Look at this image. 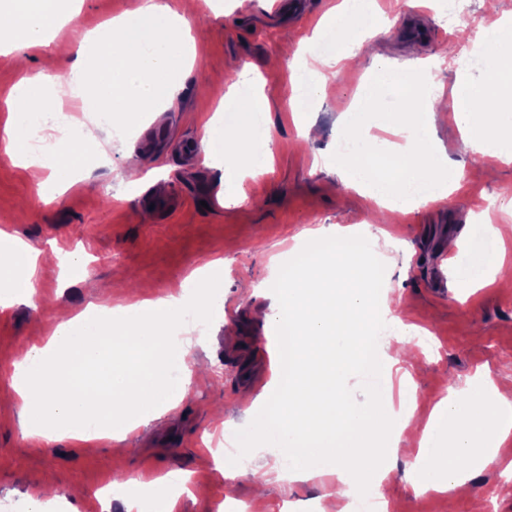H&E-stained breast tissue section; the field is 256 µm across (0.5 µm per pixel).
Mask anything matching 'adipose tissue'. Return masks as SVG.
<instances>
[{
  "instance_id": "ef3b65f1",
  "label": "adipose tissue",
  "mask_w": 512,
  "mask_h": 512,
  "mask_svg": "<svg viewBox=\"0 0 512 512\" xmlns=\"http://www.w3.org/2000/svg\"><path fill=\"white\" fill-rule=\"evenodd\" d=\"M365 0H345L336 16L321 27L314 54L330 63L351 58L363 49L353 30L363 22ZM9 18L11 50L45 46L60 25L77 23L72 0H12ZM188 25L165 0H144L131 15L113 19L92 30L88 38L98 45L94 54L77 53L66 81L46 76L21 78L10 99V121L0 139V157L30 169L39 188H70L76 172L92 151L78 142L72 127L54 128V163L42 175L40 157L29 150L33 116L55 111L58 102L49 86L65 83L85 112L106 114L129 122L148 104L174 102L194 60ZM498 37L486 45V54L498 63L481 81L462 79L452 89V118L461 126L465 145L484 152L488 143L512 147V26L498 25ZM260 91L248 103L237 95L226 98L221 117L206 123L201 142L207 158H224V181L235 195H243L245 178L262 174L273 158V137L265 135L263 149H252V113L268 112ZM493 230L471 227L467 246H453L456 280L470 288L497 284L512 288V265L502 248L487 249ZM61 248L37 250L9 239L0 258V306L31 301L37 291V270L45 261L59 259ZM224 285L223 260H208L186 281L185 291L164 298H146L127 306L101 307L99 314L62 315L48 328L49 339L25 351L17 364L15 387L22 400L31 436L51 440L66 432L77 441L92 443L107 437V424L132 431L144 412L173 410L187 389L169 381L171 359L188 366V349H173L168 332L188 314L215 309ZM39 378L50 389L41 397L29 394V383ZM512 434V375L501 383L479 385L464 395L442 401L431 413L419 442L429 451L417 462L419 489L442 491L464 486L470 470L494 461L497 443Z\"/></svg>"
}]
</instances>
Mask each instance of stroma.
Returning a JSON list of instances; mask_svg holds the SVG:
<instances>
[{
    "instance_id": "stroma-1",
    "label": "stroma",
    "mask_w": 512,
    "mask_h": 512,
    "mask_svg": "<svg viewBox=\"0 0 512 512\" xmlns=\"http://www.w3.org/2000/svg\"><path fill=\"white\" fill-rule=\"evenodd\" d=\"M190 24L196 47L185 88L161 117L142 112L126 136L88 130L104 148L92 154L77 187L63 194L37 189L21 165L0 159V230L33 248L59 246L79 253L77 270L43 267L41 301L0 310V512H30L34 474L47 489L44 512H125L110 500L107 485L137 484L155 477L184 479L176 512H318L335 478L269 482L256 496V474L274 459L259 447L231 470L201 459L222 457L226 433L244 428L243 399L267 400L277 349L269 268L284 263L309 229L340 225L359 230L375 223V204L347 187L330 164L341 139L339 121L353 111L360 91L375 75V55L395 70L424 71L429 84L450 97L456 78H481L473 64L477 36L493 19H512V0H498L489 17L483 0L443 23L439 0H373L375 31L368 52L353 62L354 79L342 84L344 63L326 69L328 82L314 111L290 107L293 74L308 58V45L327 13L341 0H288L275 16L267 0H166ZM141 0H80L78 26H64L49 46L27 52L25 67L0 52V129L7 98L23 77H66L87 33L99 23L136 10ZM255 86L268 99L275 142L272 167L245 179L246 202H225L221 169L205 165L203 153L183 145L200 141L206 121L235 87ZM462 133L453 120L438 123L434 138L453 162L455 190L443 200L398 213L372 241L386 266L390 295L399 301V330L379 345L392 368L394 407L429 414L443 398L479 372L512 374V291L461 287L445 273L449 238H468L466 219L478 214L498 228L512 257V163H496L482 176L471 153L458 152ZM141 161L142 181L128 185V155ZM224 261V314L208 321L205 339L190 337L194 358L209 369L206 382L191 379L189 395L174 410L131 433L102 440L94 453L64 438L32 440L21 425L22 404L14 390L15 365L44 341L57 306L71 311L108 302L127 303L129 280L150 297L171 294L205 260ZM422 450L416 438L389 444L394 463L381 492L397 512H512V497L498 495L500 473L512 462V437L498 458L471 476L469 494L418 492L412 465Z\"/></svg>"
}]
</instances>
